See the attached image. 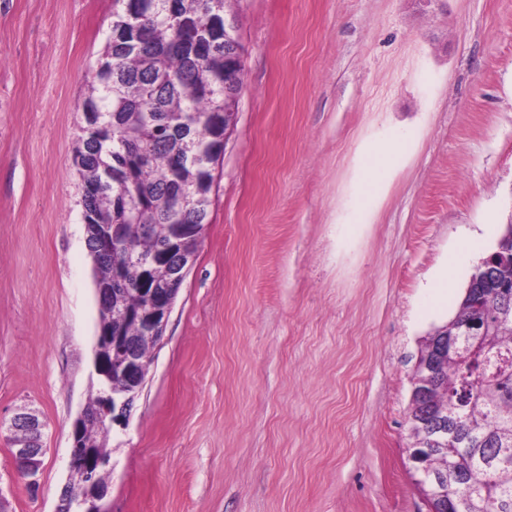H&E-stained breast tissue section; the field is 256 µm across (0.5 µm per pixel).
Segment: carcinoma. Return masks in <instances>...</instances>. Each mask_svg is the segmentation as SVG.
Wrapping results in <instances>:
<instances>
[{"instance_id": "obj_1", "label": "carcinoma", "mask_w": 512, "mask_h": 512, "mask_svg": "<svg viewBox=\"0 0 512 512\" xmlns=\"http://www.w3.org/2000/svg\"><path fill=\"white\" fill-rule=\"evenodd\" d=\"M229 0H115L102 60L82 103L74 163L81 203L92 224H121L129 252H104L86 237L95 278L103 286L100 318L131 337L152 363L154 344L139 326L116 318L113 305L143 302L139 264L163 252L173 224H191L184 245L197 251L207 224L215 165L213 150L224 130L212 115L230 111L242 87L243 65L227 59L224 35L212 36L207 17L213 2ZM508 287L492 297L463 294L448 329L480 322L476 336L462 338L440 369L438 389L419 413L452 420L455 436L423 464L414 465L433 512H512V264L496 269ZM109 428L90 422L85 445L110 455Z\"/></svg>"}]
</instances>
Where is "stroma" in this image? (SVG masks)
<instances>
[{"label":"stroma","mask_w":512,"mask_h":512,"mask_svg":"<svg viewBox=\"0 0 512 512\" xmlns=\"http://www.w3.org/2000/svg\"><path fill=\"white\" fill-rule=\"evenodd\" d=\"M113 0H0V420L35 409L55 512L96 391L73 164ZM237 124L124 425L109 512H428L407 459L425 336L512 223V0H232ZM480 235L472 251L467 240Z\"/></svg>","instance_id":"obj_1"}]
</instances>
